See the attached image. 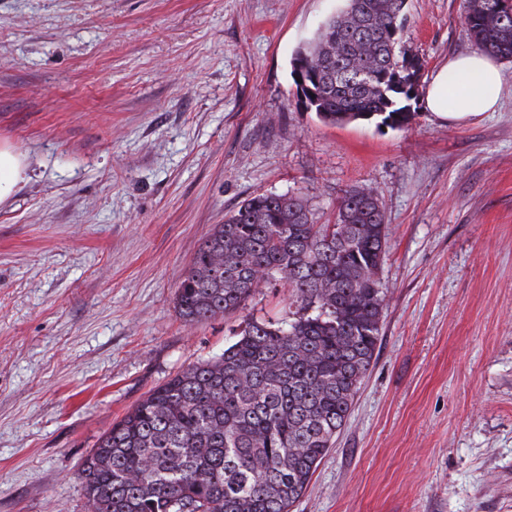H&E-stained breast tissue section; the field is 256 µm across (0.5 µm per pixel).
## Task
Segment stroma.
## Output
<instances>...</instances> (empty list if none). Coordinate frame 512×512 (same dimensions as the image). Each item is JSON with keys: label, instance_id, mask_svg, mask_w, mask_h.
<instances>
[{"label": "stroma", "instance_id": "obj_1", "mask_svg": "<svg viewBox=\"0 0 512 512\" xmlns=\"http://www.w3.org/2000/svg\"><path fill=\"white\" fill-rule=\"evenodd\" d=\"M344 0H0V512H85L84 459L151 389L285 320L283 285L184 323L176 288L256 194L330 224L346 190L389 226L381 342L292 512H512V62L500 107L429 112L472 52L463 0H407L404 129L329 126L291 59ZM26 170L25 159L12 147L0 144V204L25 180Z\"/></svg>", "mask_w": 512, "mask_h": 512}]
</instances>
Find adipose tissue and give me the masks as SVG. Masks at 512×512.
<instances>
[{"label":"adipose tissue","mask_w":512,"mask_h":512,"mask_svg":"<svg viewBox=\"0 0 512 512\" xmlns=\"http://www.w3.org/2000/svg\"><path fill=\"white\" fill-rule=\"evenodd\" d=\"M503 91L499 63L482 53L450 60L430 85L426 105L432 112L463 118L495 111Z\"/></svg>","instance_id":"adipose-tissue-1"}]
</instances>
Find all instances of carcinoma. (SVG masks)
I'll list each match as a JSON object with an SVG mask.
<instances>
[{
    "mask_svg": "<svg viewBox=\"0 0 512 512\" xmlns=\"http://www.w3.org/2000/svg\"><path fill=\"white\" fill-rule=\"evenodd\" d=\"M482 52L512 61V11L465 0ZM405 0H349L306 43L308 107L325 124H409L394 91ZM389 228L374 192L352 189L336 223L296 195L244 200L201 243L176 289L187 324L234 313L283 280L290 320L250 319L224 352L150 390L104 433L80 471L86 512H292L335 447L380 341L378 271Z\"/></svg>",
    "mask_w": 512,
    "mask_h": 512,
    "instance_id": "carcinoma-1",
    "label": "carcinoma"
}]
</instances>
